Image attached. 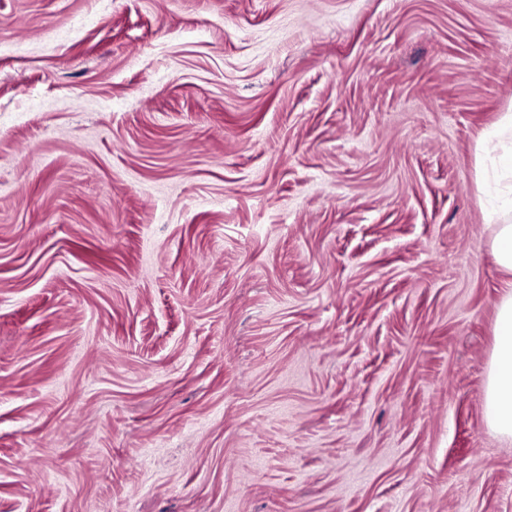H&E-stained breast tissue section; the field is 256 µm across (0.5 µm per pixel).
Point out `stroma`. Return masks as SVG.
Returning <instances> with one entry per match:
<instances>
[{
	"label": "stroma",
	"instance_id": "obj_1",
	"mask_svg": "<svg viewBox=\"0 0 512 512\" xmlns=\"http://www.w3.org/2000/svg\"><path fill=\"white\" fill-rule=\"evenodd\" d=\"M506 112L512 0H0V512H512ZM493 155V166L491 172L487 174L486 184L492 193L502 192V188H508L511 182V201L510 211L512 210V148L510 152H498V146L494 143L490 152ZM494 238L492 250L499 266L506 272L512 273V224H492ZM511 288L504 293L498 309L495 346L487 373L485 418L487 426L495 434L512 442Z\"/></svg>",
	"mask_w": 512,
	"mask_h": 512
}]
</instances>
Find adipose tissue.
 <instances>
[{
	"mask_svg": "<svg viewBox=\"0 0 512 512\" xmlns=\"http://www.w3.org/2000/svg\"><path fill=\"white\" fill-rule=\"evenodd\" d=\"M495 336L487 373L485 418L495 434L512 442V289L501 299Z\"/></svg>",
	"mask_w": 512,
	"mask_h": 512,
	"instance_id": "1",
	"label": "adipose tissue"
}]
</instances>
